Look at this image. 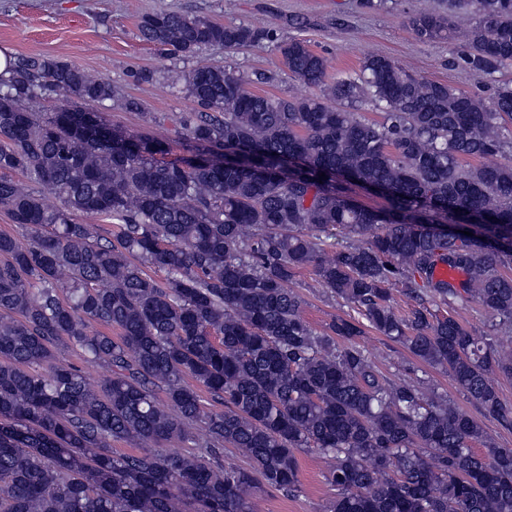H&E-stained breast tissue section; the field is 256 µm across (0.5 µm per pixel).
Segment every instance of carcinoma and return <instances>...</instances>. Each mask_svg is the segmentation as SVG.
Returning <instances> with one entry per match:
<instances>
[{
  "instance_id": "cac0c4a2",
  "label": "carcinoma",
  "mask_w": 512,
  "mask_h": 512,
  "mask_svg": "<svg viewBox=\"0 0 512 512\" xmlns=\"http://www.w3.org/2000/svg\"><path fill=\"white\" fill-rule=\"evenodd\" d=\"M463 7L466 67H511L512 0H448L408 25L451 41ZM138 29L171 58L265 38L170 11ZM279 51L315 93H256L232 67L172 73L199 107L174 161L157 159L163 138L79 139L115 96L103 76L21 55L0 80V208L31 231L0 233V512H256L257 484L298 490L309 450L332 462L328 512H512V448L447 397L388 381L356 342L368 327L403 344L512 429L494 379L512 378V350L425 305L476 301L512 335V160L465 163L512 151V85L486 104L379 55L329 82L307 42ZM45 91L61 105L31 111ZM352 185L382 188L386 206L355 203ZM89 214L117 231L77 221ZM337 225L364 241L330 256L318 233ZM439 264L462 278H434ZM308 268L362 321L315 333L288 287ZM397 284L416 302L404 315ZM69 346L106 366L103 383L58 359ZM172 439L195 451H167ZM115 441L145 449L117 455ZM226 445L250 468L221 464Z\"/></svg>"
}]
</instances>
